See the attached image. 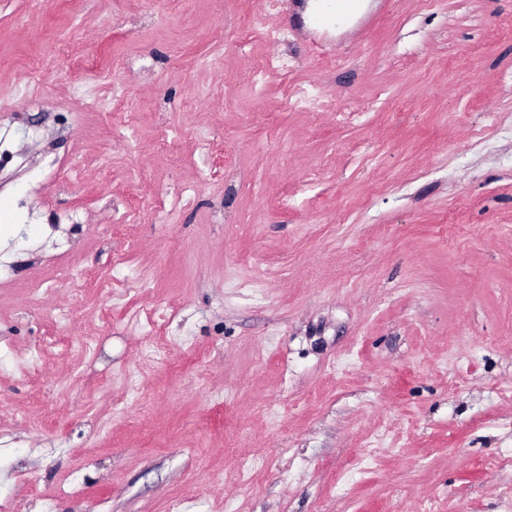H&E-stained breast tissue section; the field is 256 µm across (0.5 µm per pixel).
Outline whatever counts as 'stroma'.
Returning <instances> with one entry per match:
<instances>
[{
	"instance_id": "stroma-1",
	"label": "stroma",
	"mask_w": 512,
	"mask_h": 512,
	"mask_svg": "<svg viewBox=\"0 0 512 512\" xmlns=\"http://www.w3.org/2000/svg\"><path fill=\"white\" fill-rule=\"evenodd\" d=\"M0 136V512H512V0H0Z\"/></svg>"
}]
</instances>
